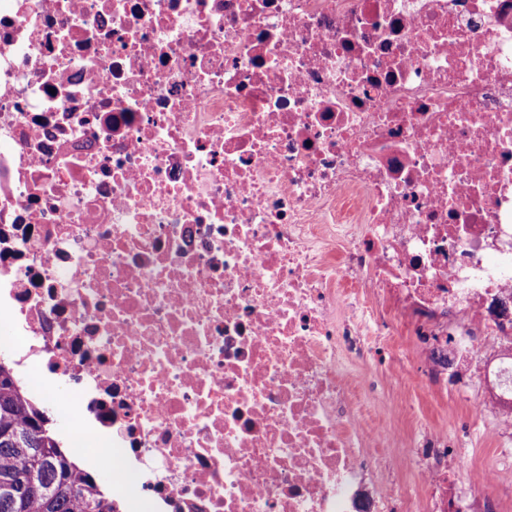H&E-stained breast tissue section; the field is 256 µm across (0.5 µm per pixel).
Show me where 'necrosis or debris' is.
I'll list each match as a JSON object with an SVG mask.
<instances>
[{
  "instance_id": "obj_1",
  "label": "necrosis or debris",
  "mask_w": 512,
  "mask_h": 512,
  "mask_svg": "<svg viewBox=\"0 0 512 512\" xmlns=\"http://www.w3.org/2000/svg\"><path fill=\"white\" fill-rule=\"evenodd\" d=\"M1 139L0 323L142 503L501 512L344 363L512 446V0H0ZM382 363L383 360H380L379 363L368 361L367 365L348 361L345 363V371L352 378H361L368 369L371 370V375L366 378L372 387L371 395L367 397V403L381 416H384L386 411L391 407L392 400L387 390L381 386L378 380V374H381L385 368V366L380 365ZM401 484L420 486V471L412 465L402 466L390 473V476L385 477L382 481V486L387 492H391Z\"/></svg>"
}]
</instances>
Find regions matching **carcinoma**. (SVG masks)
<instances>
[{
    "mask_svg": "<svg viewBox=\"0 0 512 512\" xmlns=\"http://www.w3.org/2000/svg\"><path fill=\"white\" fill-rule=\"evenodd\" d=\"M47 422L0 359V487L29 484L15 499L0 493V512H116L112 495L65 454Z\"/></svg>",
    "mask_w": 512,
    "mask_h": 512,
    "instance_id": "obj_1",
    "label": "carcinoma"
}]
</instances>
